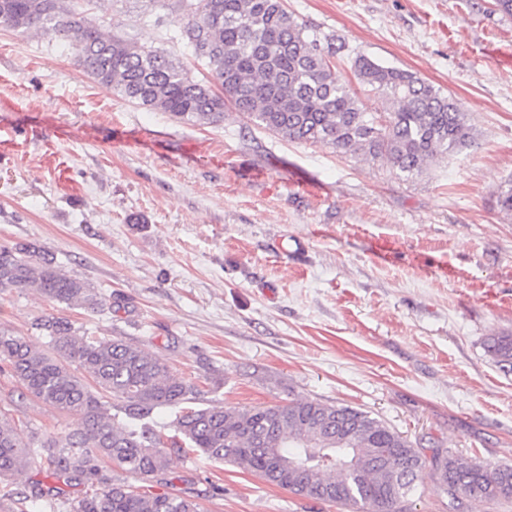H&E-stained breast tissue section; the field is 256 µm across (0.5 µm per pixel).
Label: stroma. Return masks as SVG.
I'll return each instance as SVG.
<instances>
[{
  "instance_id": "1",
  "label": "stroma",
  "mask_w": 512,
  "mask_h": 512,
  "mask_svg": "<svg viewBox=\"0 0 512 512\" xmlns=\"http://www.w3.org/2000/svg\"><path fill=\"white\" fill-rule=\"evenodd\" d=\"M350 53L408 70L468 113L474 141L405 180L383 160L290 142L233 108L191 125L100 86L54 32L0 26V243L31 241L111 305L0 294V329L41 316L120 338L194 382L196 407L317 399L370 412L417 448L512 468V17L494 0H287ZM113 34L175 48L179 11L84 0ZM0 411L66 434L79 420L22 397ZM113 478L198 497L204 512H343L226 463L176 452L167 473ZM486 351L504 371H512V336H493L486 343Z\"/></svg>"
}]
</instances>
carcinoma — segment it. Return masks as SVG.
<instances>
[{
  "label": "carcinoma",
  "instance_id": "carcinoma-1",
  "mask_svg": "<svg viewBox=\"0 0 512 512\" xmlns=\"http://www.w3.org/2000/svg\"><path fill=\"white\" fill-rule=\"evenodd\" d=\"M179 7L178 40L207 67L219 93L175 54L105 35V19L84 14L77 0H0V26L58 33L96 82L137 106L208 125L224 120L229 102L288 141L382 159L401 177L422 174L474 140L470 118L453 98L412 72L357 53L350 58L354 77L390 105L387 112L368 111L331 61L345 43L298 21L286 0H180ZM24 290L93 313L110 303L92 283L62 272L43 247L0 244V293ZM35 329L49 349L0 331V363L26 394L78 416L79 424L61 436H25L0 412V483L36 465L45 477L86 491L69 498L58 486L33 481L24 491L5 490V498L19 495L51 512H201L190 496L139 489L103 473L109 464L146 480L169 469L170 449L186 447L350 512H402L426 468L455 512L466 501L465 488L473 499H512L511 467L490 469L440 448L428 456L359 409L307 398L190 408L196 386L140 348L87 336L62 317L39 318ZM486 351L512 371V336L489 338ZM158 409L173 416L168 442L153 424ZM343 426L350 437L340 445L336 431Z\"/></svg>",
  "mask_w": 512,
  "mask_h": 512
}]
</instances>
